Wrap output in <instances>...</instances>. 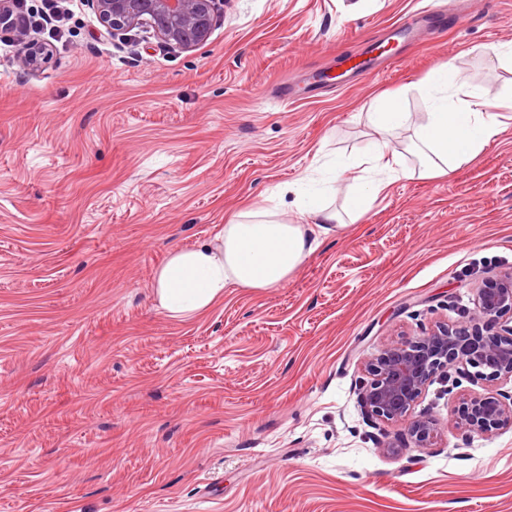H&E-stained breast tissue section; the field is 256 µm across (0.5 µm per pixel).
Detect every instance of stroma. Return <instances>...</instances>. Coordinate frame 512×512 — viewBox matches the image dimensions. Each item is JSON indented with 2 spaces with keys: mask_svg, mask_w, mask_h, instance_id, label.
Listing matches in <instances>:
<instances>
[{
  "mask_svg": "<svg viewBox=\"0 0 512 512\" xmlns=\"http://www.w3.org/2000/svg\"><path fill=\"white\" fill-rule=\"evenodd\" d=\"M418 0H224L209 42L102 36L87 0H16L37 68L0 35V512H512V430L480 435L460 400L512 394L454 365L414 406L419 448L368 419L365 362L467 321L512 270V120L472 163L392 181L354 224L316 233L288 283L228 287L175 318L168 254L239 212L295 218L296 189L364 159L376 97L411 125L425 77L455 67L512 93V0H462L380 79L344 75L280 106V85L387 43ZM399 446V456L386 454Z\"/></svg>",
  "mask_w": 512,
  "mask_h": 512,
  "instance_id": "obj_1",
  "label": "stroma"
}]
</instances>
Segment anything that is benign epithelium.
<instances>
[{
    "label": "benign epithelium",
    "mask_w": 512,
    "mask_h": 512,
    "mask_svg": "<svg viewBox=\"0 0 512 512\" xmlns=\"http://www.w3.org/2000/svg\"><path fill=\"white\" fill-rule=\"evenodd\" d=\"M104 34L116 37L147 26L164 46L192 50L205 44L223 0H90ZM15 0H0V32L10 30L23 42L28 32L14 13ZM512 311V270L478 289L476 308L460 325L441 323L423 336L383 348L366 361L369 382L360 402L373 418L406 424L420 448L437 443L441 428L431 417H411L431 377L460 363L481 376L512 382V325L499 318ZM462 416L470 430L490 434L512 428V394L487 393L462 398Z\"/></svg>",
    "instance_id": "1"
}]
</instances>
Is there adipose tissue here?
<instances>
[{"label": "adipose tissue", "instance_id": "adipose-tissue-1", "mask_svg": "<svg viewBox=\"0 0 512 512\" xmlns=\"http://www.w3.org/2000/svg\"><path fill=\"white\" fill-rule=\"evenodd\" d=\"M429 112L415 130L418 168H395L388 159L386 134L408 121L400 96L378 97L371 123L378 134L358 187L348 197L344 212L324 206L315 196L302 199L301 212L316 224H340L342 216L360 218L388 184L392 174L431 178L470 164L489 143L500 125V109L512 110V97L489 99L462 80L455 68L427 78ZM313 249L305 225L282 219L267 209L240 214L225 225L213 242L171 253L156 277L158 301L171 315L202 313L224 296L227 286L277 288L287 283Z\"/></svg>", "mask_w": 512, "mask_h": 512}]
</instances>
